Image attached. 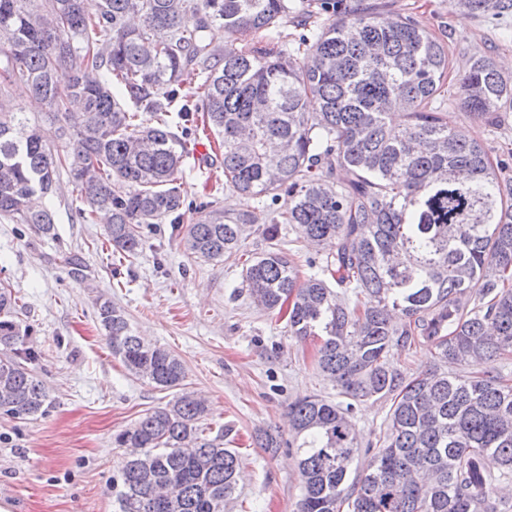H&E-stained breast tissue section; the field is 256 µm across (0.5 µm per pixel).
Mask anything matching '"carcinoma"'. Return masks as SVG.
<instances>
[{
    "label": "carcinoma",
    "mask_w": 512,
    "mask_h": 512,
    "mask_svg": "<svg viewBox=\"0 0 512 512\" xmlns=\"http://www.w3.org/2000/svg\"><path fill=\"white\" fill-rule=\"evenodd\" d=\"M449 4L512 14V0ZM296 14L312 26L288 41L280 27ZM214 25L257 42L219 49L205 39ZM450 71L445 36L347 0H0V217L52 234L64 169L82 221L104 225L127 258L143 229L189 212L183 252L235 260L248 227L268 218L266 249L245 260L242 283L288 335L322 338L318 367L343 398L290 403L286 442L256 431L259 448L296 449V512H498L485 459L512 476V384L489 366L512 351V149L492 160L443 106L496 125L512 107V75L489 55ZM16 91L48 108L64 146L12 111ZM310 97L320 111L305 110ZM74 100L82 111H69ZM201 125L222 138L224 186L253 209L185 205L176 173ZM284 224L329 250L317 271L300 276L280 248ZM95 307L127 371L176 391L116 437L131 449L112 480L121 512H224L241 460L224 429L206 434V402L185 387L183 362L110 299ZM16 314L0 282V414L25 419L50 401ZM415 345L437 363L413 375L389 363L392 348ZM448 363L479 371L450 374ZM370 399L392 405L356 471L352 415Z\"/></svg>",
    "instance_id": "cac0c4a2"
}]
</instances>
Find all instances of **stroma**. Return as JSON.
<instances>
[{"label":"stroma","mask_w":512,"mask_h":512,"mask_svg":"<svg viewBox=\"0 0 512 512\" xmlns=\"http://www.w3.org/2000/svg\"><path fill=\"white\" fill-rule=\"evenodd\" d=\"M393 14L414 15L431 30L445 29L454 69L472 56L492 55L512 72V16L487 19L452 11L448 0H362ZM177 174L188 199L213 193L227 210L254 203L223 190V151L215 138L198 136ZM82 201L68 174L52 199L55 237L36 235L0 217V280L18 299L27 341L39 353L33 370L52 404L27 420L0 416V504L10 512H119L112 479L125 449L114 437L173 393L133 377L115 358L95 317L103 294L122 309L133 329L182 360L187 386L208 400L205 422L228 428L224 442L241 457V478L226 512H294L300 479L294 451L251 445L256 427L287 430L288 405L336 388L317 367L319 339L289 336L283 321L254 306L241 286V268L187 257L161 225L140 254L125 260L104 245L103 228L83 223ZM76 253L85 277L74 280L62 262ZM390 403L360 404L353 417L365 468L386 431Z\"/></svg>","instance_id":"obj_1"}]
</instances>
